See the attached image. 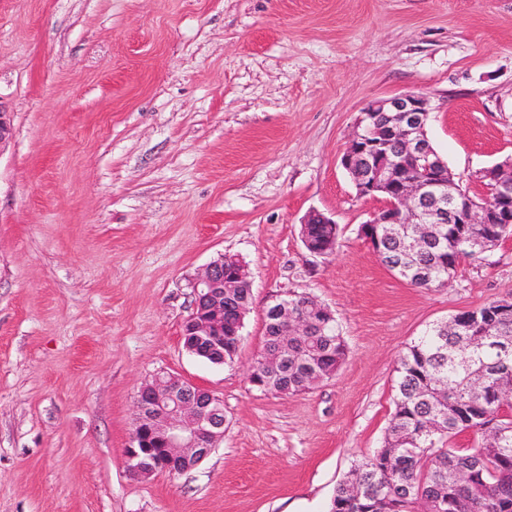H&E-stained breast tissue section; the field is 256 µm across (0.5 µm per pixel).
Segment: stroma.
<instances>
[{"label": "stroma", "instance_id": "obj_1", "mask_svg": "<svg viewBox=\"0 0 512 512\" xmlns=\"http://www.w3.org/2000/svg\"><path fill=\"white\" fill-rule=\"evenodd\" d=\"M413 91L456 183L512 160V0H0V512H327L380 448L412 341L512 298V237L442 287L395 277L360 236L379 200L340 159L365 105ZM317 210L334 255L305 248ZM241 258L233 361L182 342L190 282ZM305 293L348 346L297 395L253 387L272 297ZM181 375L224 437L179 475L124 458L138 388ZM321 220V224H311L313 219ZM306 225L307 228V235L311 243L315 246L318 244L323 243V239L325 236V227L326 224H332L329 226L332 228L331 235L329 237V242L320 249H314V248H307L308 251H310L313 254H317L320 256H325L330 250L336 251L339 243V228L336 229V222L332 220L331 218L325 216L323 213H320L319 211H311L304 219L303 223Z\"/></svg>", "mask_w": 512, "mask_h": 512}]
</instances>
